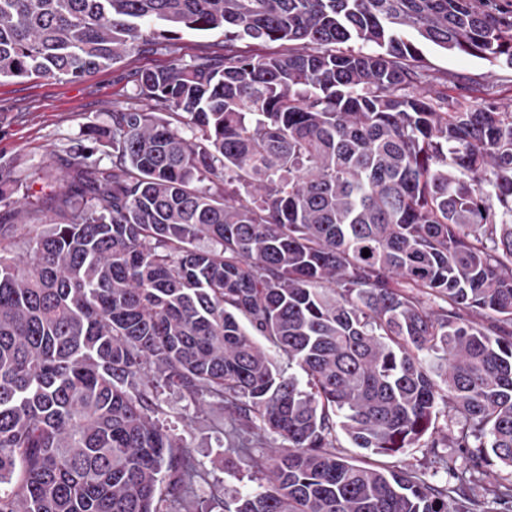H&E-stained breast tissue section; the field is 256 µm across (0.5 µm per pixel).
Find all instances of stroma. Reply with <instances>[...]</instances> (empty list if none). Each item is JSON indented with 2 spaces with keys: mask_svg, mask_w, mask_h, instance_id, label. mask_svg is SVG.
I'll list each match as a JSON object with an SVG mask.
<instances>
[{
  "mask_svg": "<svg viewBox=\"0 0 512 512\" xmlns=\"http://www.w3.org/2000/svg\"><path fill=\"white\" fill-rule=\"evenodd\" d=\"M420 50L432 75V92L466 87L471 98L491 99L512 105V69H500L462 53L448 52L429 43ZM224 52V35L216 31L202 35L180 32L173 52L151 48L131 53L109 69L92 73L78 81L44 78H8L0 81V163L8 174L0 180V190L24 209L26 194L43 195L60 179L74 149L85 143L90 127L112 124L113 108L127 105L134 93L131 72L144 67H163L171 57L191 62L194 55ZM161 421L173 434L186 440L194 455L226 491H254L259 481L246 466H224L228 440L224 435L223 407L207 405L195 410L173 390L159 395Z\"/></svg>",
  "mask_w": 512,
  "mask_h": 512,
  "instance_id": "35a3bbf8",
  "label": "stroma"
}]
</instances>
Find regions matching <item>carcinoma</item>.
<instances>
[{
	"label": "carcinoma",
	"instance_id": "1",
	"mask_svg": "<svg viewBox=\"0 0 512 512\" xmlns=\"http://www.w3.org/2000/svg\"><path fill=\"white\" fill-rule=\"evenodd\" d=\"M179 30L224 55L138 71L111 163L74 155L42 228L0 224V512L220 501L161 389L222 404L233 453L281 439L224 512L512 505L484 482L512 467V110L432 97L407 37L512 69V0H0V79L77 81ZM340 433L470 466L438 486Z\"/></svg>",
	"mask_w": 512,
	"mask_h": 512
}]
</instances>
